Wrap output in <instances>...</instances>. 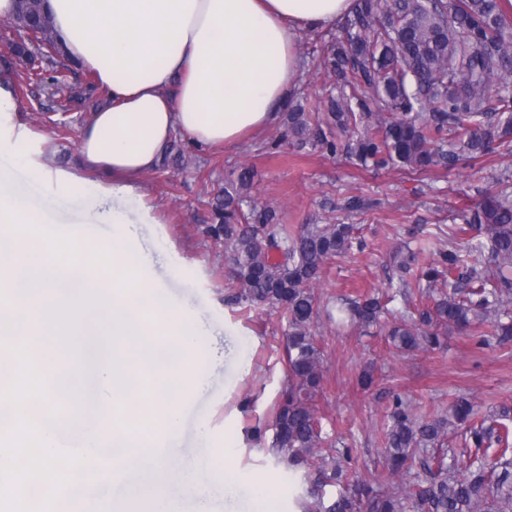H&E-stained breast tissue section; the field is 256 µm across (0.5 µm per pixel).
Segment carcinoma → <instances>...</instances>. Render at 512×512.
I'll use <instances>...</instances> for the list:
<instances>
[{
  "mask_svg": "<svg viewBox=\"0 0 512 512\" xmlns=\"http://www.w3.org/2000/svg\"><path fill=\"white\" fill-rule=\"evenodd\" d=\"M44 0H18L17 19L26 25L13 54L38 76L29 47L62 57L55 38L43 43L52 25ZM321 67L336 93L324 111L288 105L282 139L265 144L270 153L287 141L362 166L397 167L424 173L453 170L463 162L512 147V17L503 0H355L340 33L320 48ZM254 171L243 165L224 180L211 204L204 234L224 243L234 269L237 304H268L283 312L288 385L275 404L271 445L276 464L301 472L306 487L302 512H512V406L479 417L476 405L458 397L448 415H415L399 396L390 404L385 462L407 482L372 487L354 482L352 449L336 447L323 435L317 399L323 393L326 353L312 333L321 314L338 324L368 329L385 311L377 293L321 304L313 285L329 260L365 248L352 224L283 223L278 210L255 204ZM478 200L460 210L462 241L431 249L424 240L403 254L395 278L397 294L414 287L430 304L417 310V321L389 331L388 344L410 354L441 346L451 330L476 329L493 320L479 345L512 341V316L501 309L512 301V190L476 188ZM436 259L419 265V255ZM464 430L469 448L464 472L452 450L437 445L448 432ZM337 488L327 495L326 488Z\"/></svg>",
  "mask_w": 512,
  "mask_h": 512,
  "instance_id": "cac0c4a2",
  "label": "carcinoma"
}]
</instances>
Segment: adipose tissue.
<instances>
[{"label": "adipose tissue", "instance_id": "adipose-tissue-1", "mask_svg": "<svg viewBox=\"0 0 512 512\" xmlns=\"http://www.w3.org/2000/svg\"><path fill=\"white\" fill-rule=\"evenodd\" d=\"M70 63L94 74L110 102L79 135L69 169L15 167L63 193H136L167 146H238L275 124L303 62L301 30L336 24L353 0H48Z\"/></svg>", "mask_w": 512, "mask_h": 512}]
</instances>
